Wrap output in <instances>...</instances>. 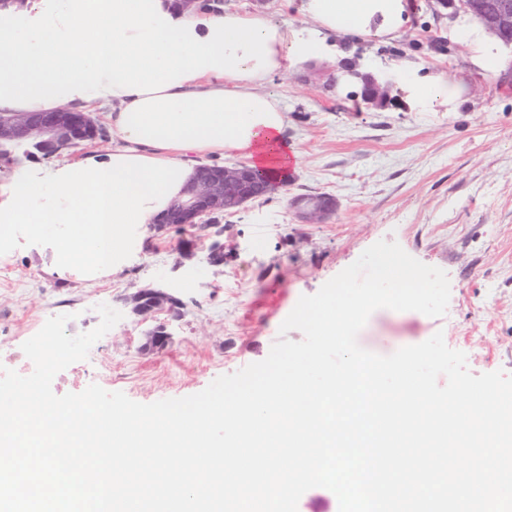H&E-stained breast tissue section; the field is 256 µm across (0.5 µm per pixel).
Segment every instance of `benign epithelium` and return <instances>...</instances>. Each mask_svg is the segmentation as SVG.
I'll return each instance as SVG.
<instances>
[{
    "label": "benign epithelium",
    "mask_w": 512,
    "mask_h": 512,
    "mask_svg": "<svg viewBox=\"0 0 512 512\" xmlns=\"http://www.w3.org/2000/svg\"><path fill=\"white\" fill-rule=\"evenodd\" d=\"M460 8L476 16L501 41L512 45V0H459ZM362 97L373 105H381L390 97L392 83L373 74L362 76ZM104 136L92 117L84 112L61 109L40 114H0V142L33 141L52 151L73 147L82 141ZM270 179L245 166L203 165L197 179L155 225L158 230L197 226L196 219L235 209L244 203L270 193ZM297 217L304 223H320L332 210L328 200L319 197L294 201ZM131 311L147 315L167 307L172 318L181 317L178 301L162 290L141 289L127 298ZM169 333L161 326L146 336L144 348L160 349L167 344Z\"/></svg>",
    "instance_id": "obj_1"
}]
</instances>
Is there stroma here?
I'll return each instance as SVG.
<instances>
[{"mask_svg": "<svg viewBox=\"0 0 512 512\" xmlns=\"http://www.w3.org/2000/svg\"><path fill=\"white\" fill-rule=\"evenodd\" d=\"M400 36L388 42L347 40L345 69L385 74L405 63L421 73L446 72L459 88L454 112L413 110L392 93L380 107L358 98V83L338 89L328 62L279 74L265 84L288 117L285 135L298 151L285 185L268 198L217 216L221 231L205 238L168 231L137 249L109 278L86 281L48 271L51 252L25 239L0 254V354L22 346L46 320L68 315L66 332L99 323L96 305L121 320L87 359L56 374L55 394L96 384L150 404L196 394L219 376L265 359L300 296L312 295L379 240L397 242L450 280L445 316L379 309L359 345L388 355L442 333L465 353L473 374L512 375V47L511 61L490 73L458 36L461 10L446 0H414ZM225 7L279 24L310 27L295 0H224ZM331 195L335 210L320 224L302 223L291 201ZM224 263L210 262L213 244ZM160 288L182 304L167 330L170 344L144 352L153 321L123 299Z\"/></svg>", "mask_w": 512, "mask_h": 512, "instance_id": "stroma-1", "label": "stroma"}]
</instances>
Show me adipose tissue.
<instances>
[{"label": "adipose tissue", "mask_w": 512, "mask_h": 512, "mask_svg": "<svg viewBox=\"0 0 512 512\" xmlns=\"http://www.w3.org/2000/svg\"><path fill=\"white\" fill-rule=\"evenodd\" d=\"M298 31L258 13L174 0H26L0 12V113L105 110L112 145L21 169L0 184V247L52 228L58 273L119 271L134 241L194 181L202 158L233 152L280 177L298 156L282 134L273 75L336 58L325 35L395 39L412 0H301ZM414 105L457 109L446 75L403 69Z\"/></svg>", "instance_id": "obj_1"}]
</instances>
